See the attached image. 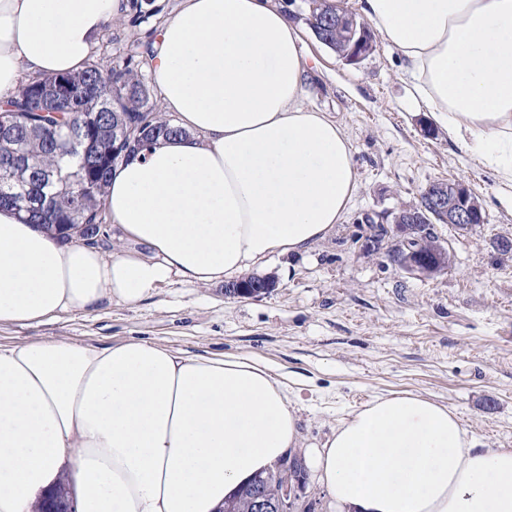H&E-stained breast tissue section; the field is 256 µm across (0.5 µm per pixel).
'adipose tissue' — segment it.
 Segmentation results:
<instances>
[{
  "label": "adipose tissue",
  "mask_w": 512,
  "mask_h": 512,
  "mask_svg": "<svg viewBox=\"0 0 512 512\" xmlns=\"http://www.w3.org/2000/svg\"><path fill=\"white\" fill-rule=\"evenodd\" d=\"M355 7L449 140L512 186V0ZM128 11V0H0V103L21 74L82 71ZM301 42L281 0H182L149 68L183 136L114 167L111 257L0 208V327L134 305L174 277L218 284L332 234L356 168L336 120L301 103ZM298 421L252 356L137 338L0 344V512H35L53 492L70 512H222L299 447L331 512H512V448L477 447L447 405L378 396L318 446Z\"/></svg>",
  "instance_id": "ef3b65f1"
}]
</instances>
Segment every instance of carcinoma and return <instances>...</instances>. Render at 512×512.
<instances>
[{
    "mask_svg": "<svg viewBox=\"0 0 512 512\" xmlns=\"http://www.w3.org/2000/svg\"><path fill=\"white\" fill-rule=\"evenodd\" d=\"M311 2L310 29L327 24L325 44L347 53L336 7ZM143 65L136 51L106 71L91 62L78 74L21 81L0 106V207L19 206L27 223L50 224L64 241L80 224L103 223L112 168L129 150L123 131L144 122L151 140L185 134L159 115Z\"/></svg>",
    "mask_w": 512,
    "mask_h": 512,
    "instance_id": "obj_1",
    "label": "carcinoma"
}]
</instances>
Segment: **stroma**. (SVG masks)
Instances as JSON below:
<instances>
[{"label": "stroma", "mask_w": 512, "mask_h": 512, "mask_svg": "<svg viewBox=\"0 0 512 512\" xmlns=\"http://www.w3.org/2000/svg\"><path fill=\"white\" fill-rule=\"evenodd\" d=\"M180 0H145L149 16L124 20L100 37L102 66L143 50ZM303 101L336 119L350 140L357 188L335 233L307 252L276 256L260 276L277 286L257 298L225 296L223 285L171 278L136 305L103 303L40 326H4L0 343L62 336L101 347L131 337L189 354L261 359L297 408L306 443L374 397L416 393L447 404L480 446L512 448V255L493 249L512 239V188L433 130L411 95L398 54L383 40L352 64L305 31ZM437 181L467 185L487 221L434 232L451 262L416 278L386 256L390 240L367 252L364 214L415 206Z\"/></svg>", "instance_id": "1"}]
</instances>
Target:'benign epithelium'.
<instances>
[{"label":"benign epithelium","mask_w":512,"mask_h":512,"mask_svg":"<svg viewBox=\"0 0 512 512\" xmlns=\"http://www.w3.org/2000/svg\"><path fill=\"white\" fill-rule=\"evenodd\" d=\"M428 209L439 212L444 223L458 228H468L480 216L479 204L471 190L462 183L434 184L427 202ZM365 224H390L399 240L400 250L393 264L407 273L418 277H431L447 265V249L433 244L432 256L418 252L414 243L422 236L420 214L409 211L387 210L380 214L366 213ZM275 491L259 484L252 489L251 512H295L298 492L306 483V471L302 458L292 455L285 459L268 478Z\"/></svg>","instance_id":"obj_1"}]
</instances>
